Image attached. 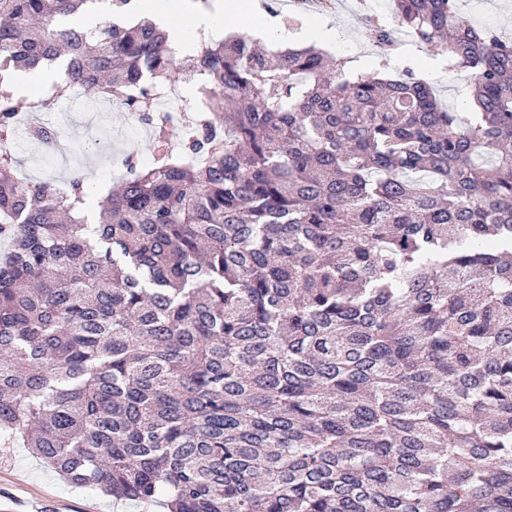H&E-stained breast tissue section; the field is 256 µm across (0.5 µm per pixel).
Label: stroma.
Here are the masks:
<instances>
[{
	"label": "stroma",
	"instance_id": "35a3bbf8",
	"mask_svg": "<svg viewBox=\"0 0 512 512\" xmlns=\"http://www.w3.org/2000/svg\"><path fill=\"white\" fill-rule=\"evenodd\" d=\"M280 28L294 33L306 25L325 24L336 31L328 53L354 61L358 72L376 69L380 57L362 26L366 17H377L389 25L397 43L389 63L411 57L414 71L434 87L442 106L459 111L471 110V83L464 73L450 72L443 58L435 57L415 44L407 30L395 22L391 0H336L334 8L309 14L290 0H264ZM458 12L474 25L495 29L512 39V0H457ZM69 134L53 148L34 138L17 142L13 152L19 161L17 174L30 180H53L66 185L74 175H84L92 187L93 202L87 210L89 223H97L99 205L114 182L126 172L124 159L134 155L142 163L152 161V129L131 119L129 113L116 112L109 132L80 128L81 113L67 117ZM0 512H163L118 501L102 493L69 484L47 467L30 449L0 443Z\"/></svg>",
	"mask_w": 512,
	"mask_h": 512
}]
</instances>
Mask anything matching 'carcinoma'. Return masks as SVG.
<instances>
[{"label": "carcinoma", "instance_id": "1", "mask_svg": "<svg viewBox=\"0 0 512 512\" xmlns=\"http://www.w3.org/2000/svg\"><path fill=\"white\" fill-rule=\"evenodd\" d=\"M0 0V438L68 483L166 512H512V40L456 0H393L471 75L200 38L185 146L152 121L166 34ZM394 44L383 22L365 25ZM61 61L152 123L158 157L88 223L16 174L7 71Z\"/></svg>", "mask_w": 512, "mask_h": 512}]
</instances>
